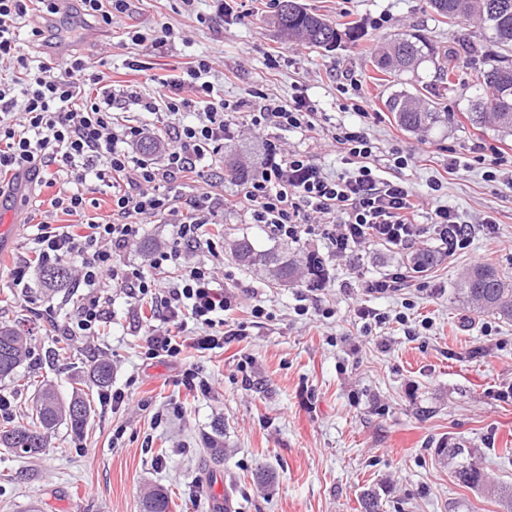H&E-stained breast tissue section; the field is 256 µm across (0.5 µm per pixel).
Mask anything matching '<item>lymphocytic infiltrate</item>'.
I'll use <instances>...</instances> for the list:
<instances>
[{
    "label": "lymphocytic infiltrate",
    "instance_id": "1",
    "mask_svg": "<svg viewBox=\"0 0 512 512\" xmlns=\"http://www.w3.org/2000/svg\"><path fill=\"white\" fill-rule=\"evenodd\" d=\"M60 9L61 0H0V64L9 66L0 81V171L53 189L54 209L85 219L82 234L39 223L35 239L39 262L70 264L76 284L87 290L67 335H97L107 315L101 287L109 281L125 284L155 308L160 322L148 333V357L168 359L178 369L177 384L207 393L212 385L187 361V351L223 348L241 329L225 317L233 296L214 269L184 256L200 246L204 226L224 210L245 207L278 239L298 240L320 230L339 257L374 244L397 252L420 241L418 195L406 181L377 175L371 165L375 145L361 127L342 126L332 135V146L355 165L352 175L328 176L309 154L284 150L268 139L261 168L243 182L238 198L214 193L205 167L234 136L227 111L245 112L247 126L258 132L312 131L318 113L299 94L284 103L255 90L250 99L227 103L207 79L212 69L207 59L189 62L184 77L127 92V99L154 114L173 117L192 109L198 115L195 124L174 127L161 158L133 156L131 144L147 129L115 116L114 95L97 61L77 57L35 63L19 45L21 19ZM91 175L112 189L108 218L90 213L96 205L86 189ZM185 179L195 184L191 194H173L171 183ZM163 215L174 221L176 245L157 251L152 265L182 264L164 295L157 293L153 279L124 269L121 261L122 251L138 240L144 218ZM430 225L444 253L468 247L471 228L448 206L432 210Z\"/></svg>",
    "mask_w": 512,
    "mask_h": 512
}]
</instances>
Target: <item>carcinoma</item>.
Wrapping results in <instances>:
<instances>
[{
    "instance_id": "1",
    "label": "carcinoma",
    "mask_w": 512,
    "mask_h": 512,
    "mask_svg": "<svg viewBox=\"0 0 512 512\" xmlns=\"http://www.w3.org/2000/svg\"><path fill=\"white\" fill-rule=\"evenodd\" d=\"M273 25L290 40H299L311 47L333 50L342 41L359 40L355 26L340 28L330 20L309 11L299 0H276ZM430 8L450 23L477 19L488 33L490 41L506 53L512 52V0H429ZM460 49H439L422 34H407L388 43L379 52L371 53L375 72L384 81L402 83V75L413 72L425 62L434 65L436 79L421 82L414 91L391 93L385 107L395 122L410 133H431L436 127L448 124L454 118L444 102L445 92L456 91L454 77L459 71L464 52L471 56L481 49L468 40L459 42ZM463 87L478 91L471 104L470 120L476 125L492 123L498 131L512 134V63L501 56L488 68H476L470 81ZM232 249L237 261L248 267L268 272L279 285L288 287L299 282L303 274L311 282L322 281L324 270L315 262L301 271L296 260L286 249L259 250L253 242L242 237L235 240ZM41 281L48 288H60L70 280L69 268L59 264L39 269ZM457 294L463 303L479 312H490L504 321H512V280L500 275L490 265H476L459 283ZM29 353L28 336L17 325L0 323V381L17 375ZM32 416L27 425L0 429V447L18 454L39 455L46 447L48 434L65 424L75 434L83 433L88 425L91 404L75 395L68 400L58 396L46 383L32 385ZM479 450L447 443L436 449L441 463L456 484L463 488L485 491L502 509L512 506V484L488 482L476 458ZM363 512H382L379 492L368 489L360 499ZM141 512H170V498L162 489L143 494Z\"/></svg>"
}]
</instances>
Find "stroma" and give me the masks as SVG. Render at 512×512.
<instances>
[{
    "label": "stroma",
    "mask_w": 512,
    "mask_h": 512,
    "mask_svg": "<svg viewBox=\"0 0 512 512\" xmlns=\"http://www.w3.org/2000/svg\"><path fill=\"white\" fill-rule=\"evenodd\" d=\"M302 2L338 26L357 25L361 39L328 53L288 40L269 22L273 0H226L220 16L211 0H195L189 11L181 0H132L129 14L115 17L108 30L86 22L77 0H68L59 14L41 19L46 39L40 50L59 61L103 60L118 94L113 112L148 126L158 141L166 136L165 118L146 114L122 92L150 75H182L191 59H212L207 79L232 103L257 89L280 100L303 91L321 114L319 130H245L210 163L218 191H238L222 178L226 162L254 173L264 139L275 136L285 149L312 155L328 175L348 173L331 135L343 125L361 126L378 148L380 176L407 180L423 200L419 224H429L431 207L449 206L475 226L470 246L413 274L397 295L376 299L364 295L362 280L410 266L411 253L374 245L341 260L323 235L302 236L290 246L296 259L317 256L328 276L318 310L310 311L307 284L280 287L265 272L238 264L233 240L247 236L265 249L275 240L246 210L225 211L219 223L206 226L211 245L194 251L193 259L206 264L212 252L223 254V281L237 297L227 317L244 333L223 348L191 352V362L212 382L206 395L176 386L166 361L146 359L154 312L129 289L106 287L109 324L97 336L70 338L64 326L85 288L73 282L45 287L35 271L17 287L0 280V322L29 333L20 375L45 377L66 399L83 389L92 402L85 433L58 426L38 458L0 447V512H140L141 496L157 487L168 492L171 512H361L360 494L370 487L384 489V512H500L493 500L456 485L434 450L449 441L481 449L488 476L512 483V459L502 456L512 448V322L473 313L455 294L458 280L477 264L512 276V135L468 120L470 89L449 94L455 118L431 137L404 131L384 107L393 87L374 80L369 61L370 52L404 33H424L447 47L463 36L489 55L496 48L479 22L449 25L427 0ZM164 25L173 31L164 43L132 45L131 31ZM134 60L141 70H131ZM352 81L368 102L367 116L349 108L337 90ZM397 151L408 155L406 168L395 166ZM499 153L507 159L496 167ZM437 181L442 189L435 192ZM36 198L25 181L0 197V225L12 227L0 272L19 259L35 260L37 223L80 221L35 210ZM487 217L495 220L489 231L480 227ZM173 240L169 217L148 219L121 261L150 272V252ZM256 305L265 317H253ZM363 305L387 323L365 325L355 315ZM401 312L408 319L399 323ZM102 359L112 366V388L132 394L116 410L102 405L91 383ZM144 400L149 408H141ZM262 465L273 469V483L257 482Z\"/></svg>",
    "instance_id": "35a3bbf8"
}]
</instances>
